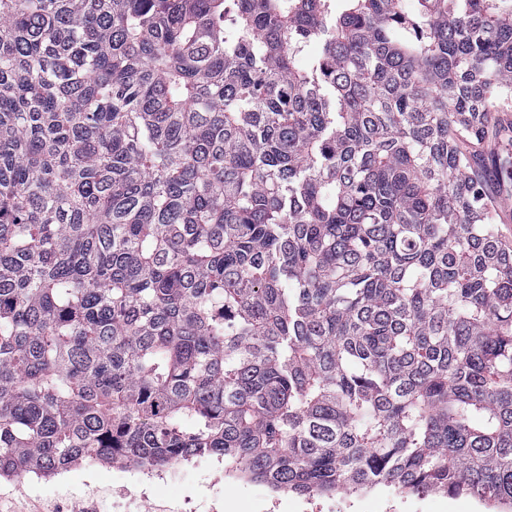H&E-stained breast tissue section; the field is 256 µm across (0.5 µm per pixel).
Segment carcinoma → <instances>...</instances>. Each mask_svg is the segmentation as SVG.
I'll use <instances>...</instances> for the list:
<instances>
[{
	"label": "carcinoma",
	"mask_w": 512,
	"mask_h": 512,
	"mask_svg": "<svg viewBox=\"0 0 512 512\" xmlns=\"http://www.w3.org/2000/svg\"><path fill=\"white\" fill-rule=\"evenodd\" d=\"M506 112L512 0H0V477L512 509ZM422 497L419 500H423L430 495L429 492H419ZM443 497L433 498L428 497L427 499L417 503L413 507L407 509V511L400 512H491L495 511L491 508L479 507L471 497L460 496L458 498H448L447 504H443ZM419 502V503H418Z\"/></svg>",
	"instance_id": "obj_1"
}]
</instances>
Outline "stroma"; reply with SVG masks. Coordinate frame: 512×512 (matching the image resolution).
<instances>
[{
  "mask_svg": "<svg viewBox=\"0 0 512 512\" xmlns=\"http://www.w3.org/2000/svg\"><path fill=\"white\" fill-rule=\"evenodd\" d=\"M266 491L261 483L225 486L224 463L204 457L179 463L166 476H149L109 461L82 462L67 471L0 478V512H223L225 499L239 512H255Z\"/></svg>",
  "mask_w": 512,
  "mask_h": 512,
  "instance_id": "stroma-1",
  "label": "stroma"
}]
</instances>
